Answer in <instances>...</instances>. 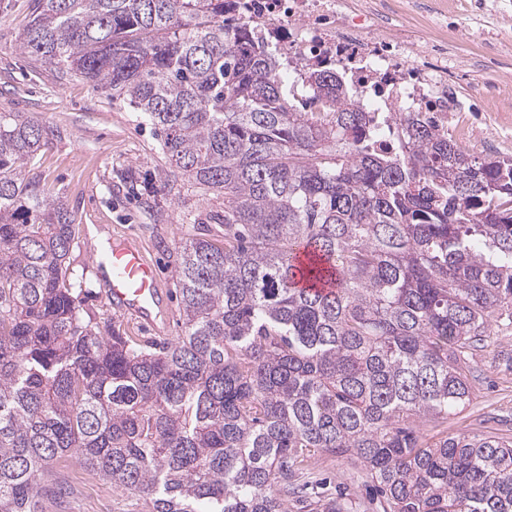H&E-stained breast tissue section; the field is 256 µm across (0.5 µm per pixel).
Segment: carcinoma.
<instances>
[{"label": "carcinoma", "instance_id": "1", "mask_svg": "<svg viewBox=\"0 0 512 512\" xmlns=\"http://www.w3.org/2000/svg\"><path fill=\"white\" fill-rule=\"evenodd\" d=\"M226 3L32 0L19 49L144 114L224 210L177 252L178 340L125 336L84 309L79 225L30 170L53 130L0 112V512L62 505L72 455L144 512H353L304 480L312 452L358 462L382 512H512V438L419 425L470 404L472 351L512 327V163L423 112L375 146L330 67L298 109Z\"/></svg>", "mask_w": 512, "mask_h": 512}]
</instances>
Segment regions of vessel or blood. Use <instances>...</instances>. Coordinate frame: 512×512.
Instances as JSON below:
<instances>
[{"mask_svg":"<svg viewBox=\"0 0 512 512\" xmlns=\"http://www.w3.org/2000/svg\"><path fill=\"white\" fill-rule=\"evenodd\" d=\"M91 258L113 310L155 329L166 324L168 312L157 271L140 244L118 240L95 248Z\"/></svg>","mask_w":512,"mask_h":512,"instance_id":"b4317fda","label":"vessel or blood"}]
</instances>
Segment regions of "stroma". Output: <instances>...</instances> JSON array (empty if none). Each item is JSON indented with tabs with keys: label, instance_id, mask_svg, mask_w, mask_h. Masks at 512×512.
I'll list each match as a JSON object with an SVG mask.
<instances>
[{
	"label": "stroma",
	"instance_id": "35a3bbf8",
	"mask_svg": "<svg viewBox=\"0 0 512 512\" xmlns=\"http://www.w3.org/2000/svg\"><path fill=\"white\" fill-rule=\"evenodd\" d=\"M31 17V0H0V109L30 112L56 136L35 168L58 195L80 226L102 229L108 238L138 241L154 260L170 306H177L175 260L179 243L195 224L222 211V199L190 185L179 194L164 190L167 168L160 133L139 112L111 98L98 82L81 74L31 60L18 48V36ZM138 177L144 194L128 192L122 172ZM88 234H81L73 252L85 307L98 318L114 320L123 332L142 335V328L110 309L97 279ZM512 353V329L487 339L474 353L475 395L461 413L428 429V436L466 432L512 435V371L505 357ZM311 472L325 478L328 488L346 487L369 503L371 480L361 466L347 458L319 457ZM55 476L70 490L69 512H141L134 493L113 490L110 482L89 472L76 459L56 469Z\"/></svg>",
	"mask_w": 512,
	"mask_h": 512
}]
</instances>
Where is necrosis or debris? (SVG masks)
<instances>
[{
    "instance_id": "4bbe7bcc",
    "label": "necrosis or debris",
    "mask_w": 512,
    "mask_h": 512,
    "mask_svg": "<svg viewBox=\"0 0 512 512\" xmlns=\"http://www.w3.org/2000/svg\"><path fill=\"white\" fill-rule=\"evenodd\" d=\"M404 5L410 12L425 9L422 0ZM471 9L490 16V23L459 22L447 10L425 9L427 32L420 37L389 31L381 0H238L235 18L276 45L286 74L333 66L383 125L403 112H425L462 150L503 159L512 156V119L481 104L495 92L512 94V83L488 66L462 89L460 49L512 58V29L501 24L512 14V0H473Z\"/></svg>"
}]
</instances>
